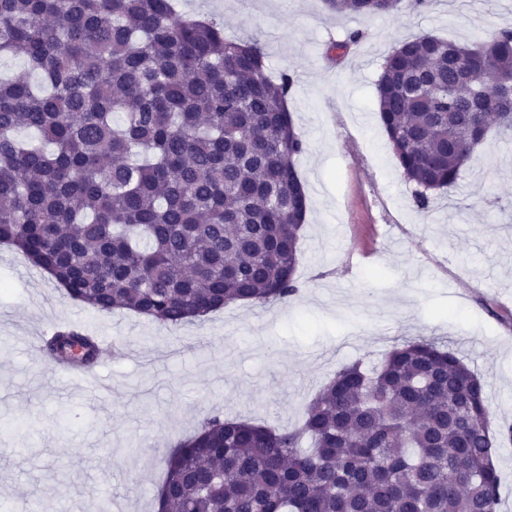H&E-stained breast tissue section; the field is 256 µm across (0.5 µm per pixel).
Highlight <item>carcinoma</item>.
<instances>
[{
  "label": "carcinoma",
  "instance_id": "1",
  "mask_svg": "<svg viewBox=\"0 0 512 512\" xmlns=\"http://www.w3.org/2000/svg\"><path fill=\"white\" fill-rule=\"evenodd\" d=\"M432 0H324L360 18ZM0 245L73 302L168 326L298 291L307 212L287 108L295 80L257 41L174 0H0ZM377 112L415 199L453 188L492 121L512 131V30L471 46L406 39L381 63ZM36 133L42 145L17 133ZM43 350L93 367L97 337ZM486 381L448 347L405 341L345 365L300 429L217 412L166 455L158 512H498Z\"/></svg>",
  "mask_w": 512,
  "mask_h": 512
}]
</instances>
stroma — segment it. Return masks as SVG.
Instances as JSON below:
<instances>
[{"label":"stroma","instance_id":"35a3bbf8","mask_svg":"<svg viewBox=\"0 0 512 512\" xmlns=\"http://www.w3.org/2000/svg\"><path fill=\"white\" fill-rule=\"evenodd\" d=\"M178 12L258 36L270 74L296 78L308 205L299 290L169 327L75 304L0 245V512L34 500L46 512H157L168 449L204 419L297 427L336 370L412 339L455 351L487 382L491 429L511 426L512 139L489 132L457 186L418 209L375 81L398 41L470 44L512 29V0H432L368 19L331 15L323 0H179ZM334 40L348 41L344 56L327 55ZM61 322L121 346L94 388L44 363L38 344Z\"/></svg>","mask_w":512,"mask_h":512}]
</instances>
